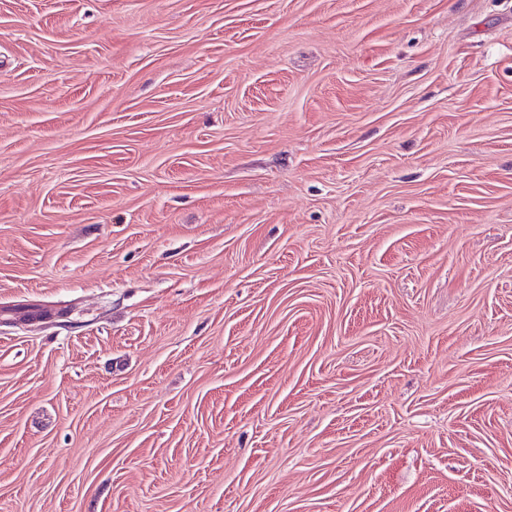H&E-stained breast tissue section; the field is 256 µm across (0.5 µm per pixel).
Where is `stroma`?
Returning <instances> with one entry per match:
<instances>
[{"mask_svg": "<svg viewBox=\"0 0 512 512\" xmlns=\"http://www.w3.org/2000/svg\"><path fill=\"white\" fill-rule=\"evenodd\" d=\"M0 512H512V0H0Z\"/></svg>", "mask_w": 512, "mask_h": 512, "instance_id": "1", "label": "stroma"}]
</instances>
